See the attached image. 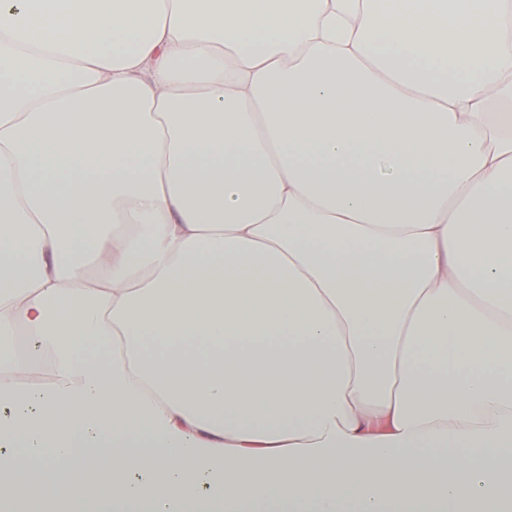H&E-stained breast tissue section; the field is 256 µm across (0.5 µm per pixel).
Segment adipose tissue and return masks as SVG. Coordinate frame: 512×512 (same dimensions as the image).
I'll use <instances>...</instances> for the list:
<instances>
[{"mask_svg": "<svg viewBox=\"0 0 512 512\" xmlns=\"http://www.w3.org/2000/svg\"><path fill=\"white\" fill-rule=\"evenodd\" d=\"M0 512H512V0H0Z\"/></svg>", "mask_w": 512, "mask_h": 512, "instance_id": "1", "label": "adipose tissue"}]
</instances>
